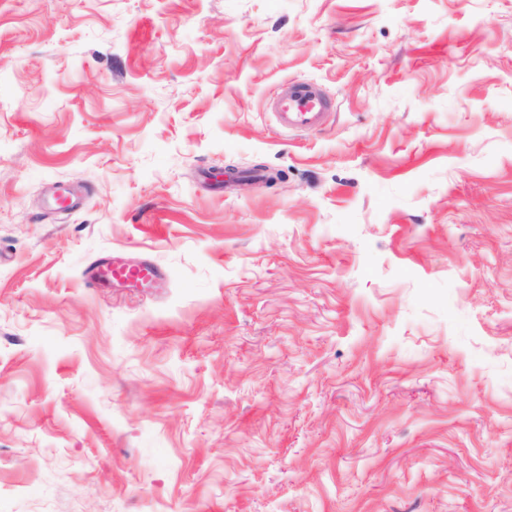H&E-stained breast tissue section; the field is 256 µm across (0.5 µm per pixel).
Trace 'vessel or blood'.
<instances>
[{
	"label": "vessel or blood",
	"instance_id": "vessel-or-blood-1",
	"mask_svg": "<svg viewBox=\"0 0 512 512\" xmlns=\"http://www.w3.org/2000/svg\"><path fill=\"white\" fill-rule=\"evenodd\" d=\"M328 107V99L315 84L299 81L289 84L287 91L272 104L279 125L297 131L321 125ZM157 278L156 269L149 265H129L118 260L96 266L93 274L94 281L103 285L118 283L143 288L152 286Z\"/></svg>",
	"mask_w": 512,
	"mask_h": 512
}]
</instances>
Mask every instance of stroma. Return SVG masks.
Instances as JSON below:
<instances>
[{
    "label": "stroma",
    "instance_id": "obj_1",
    "mask_svg": "<svg viewBox=\"0 0 512 512\" xmlns=\"http://www.w3.org/2000/svg\"><path fill=\"white\" fill-rule=\"evenodd\" d=\"M0 512H512V0H0ZM329 101L322 91L309 82L295 81L272 104L280 126L288 130L309 131L323 123ZM157 278L156 269L149 265H129L118 260L96 266L93 274L94 281L102 285L114 282L143 288L152 286Z\"/></svg>",
    "mask_w": 512,
    "mask_h": 512
}]
</instances>
